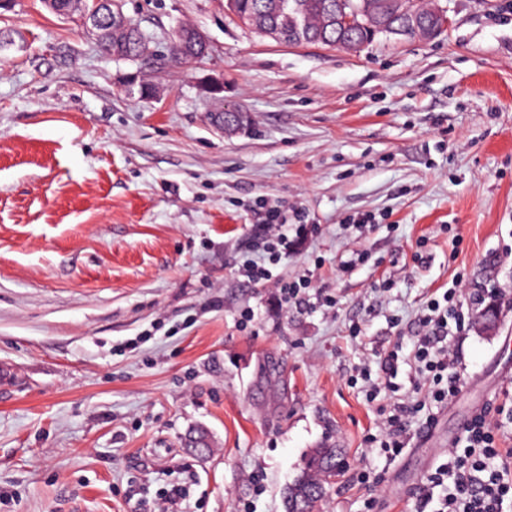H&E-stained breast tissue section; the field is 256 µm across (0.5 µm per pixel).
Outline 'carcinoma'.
<instances>
[{"label": "carcinoma", "mask_w": 512, "mask_h": 512, "mask_svg": "<svg viewBox=\"0 0 512 512\" xmlns=\"http://www.w3.org/2000/svg\"><path fill=\"white\" fill-rule=\"evenodd\" d=\"M425 0H234V14L256 32L275 38L293 29L292 42L322 44L358 50L377 37L425 39L422 27L433 15ZM347 12L356 25L342 28L337 15ZM115 57L135 61L147 50L141 30L116 32L103 42ZM343 469L341 451L335 447L314 449L304 467L288 485L285 512H319L328 488Z\"/></svg>", "instance_id": "carcinoma-1"}]
</instances>
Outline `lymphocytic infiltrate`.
<instances>
[{"label":"lymphocytic infiltrate","mask_w":512,"mask_h":512,"mask_svg":"<svg viewBox=\"0 0 512 512\" xmlns=\"http://www.w3.org/2000/svg\"><path fill=\"white\" fill-rule=\"evenodd\" d=\"M258 242L261 259L242 256L239 267L249 282L271 284L285 304L309 305L311 282L274 275V268L288 252L293 237L306 234L303 224L289 225L288 214L267 208ZM420 333L412 349L395 342L379 360L380 382H372L370 395L378 397L391 388L400 363H413L421 378L413 397L394 402L379 434V451L386 458L399 456L407 447L410 417L426 405L444 406L462 387L458 345L469 330L463 314L462 291L448 288L442 296H430L418 319ZM512 415V393L484 406L460 433L458 447L449 450L445 462L435 465L422 487L416 512H512V448L501 442L499 416Z\"/></svg>","instance_id":"1"}]
</instances>
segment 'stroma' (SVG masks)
Masks as SVG:
<instances>
[{
  "instance_id": "stroma-1",
  "label": "stroma",
  "mask_w": 512,
  "mask_h": 512,
  "mask_svg": "<svg viewBox=\"0 0 512 512\" xmlns=\"http://www.w3.org/2000/svg\"><path fill=\"white\" fill-rule=\"evenodd\" d=\"M439 3L437 38L354 52L277 43L225 0H125L150 40L131 62L41 0H0L16 41L0 52V363L20 378L0 393V512L149 510L178 483L187 512H284L330 444L344 474L321 512H365V466L384 475L387 512H414L420 420L393 460L365 438L415 371L400 365L397 392L371 403L356 365L415 336L426 299L459 277L468 294L497 289L500 323L460 341L471 386L441 435L512 387V0ZM186 24L208 49L176 64ZM130 73L160 95L128 94ZM220 104L249 128L217 131ZM266 205L313 226L277 274L334 307L295 309L239 275ZM370 213L377 227L351 225ZM196 428L203 460L182 443Z\"/></svg>"
}]
</instances>
